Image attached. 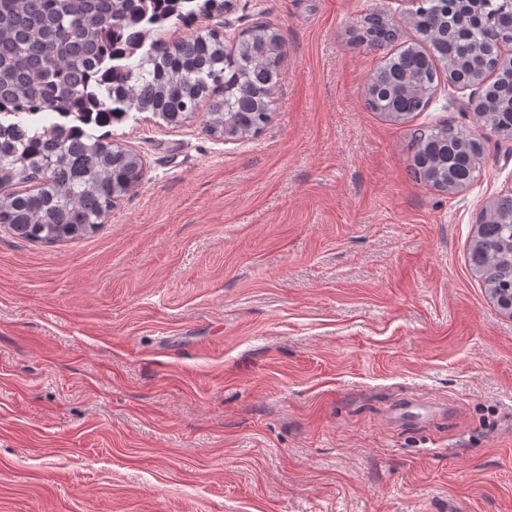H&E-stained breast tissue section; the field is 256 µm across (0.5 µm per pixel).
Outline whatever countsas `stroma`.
<instances>
[{"mask_svg":"<svg viewBox=\"0 0 512 512\" xmlns=\"http://www.w3.org/2000/svg\"><path fill=\"white\" fill-rule=\"evenodd\" d=\"M409 9L226 0L225 42L263 22L286 51L266 125L131 113L143 180L95 234L0 226V512H512V315L468 265L512 140L444 72L407 122L370 110ZM446 122L482 146L453 193L412 162Z\"/></svg>","mask_w":512,"mask_h":512,"instance_id":"obj_1","label":"stroma"}]
</instances>
